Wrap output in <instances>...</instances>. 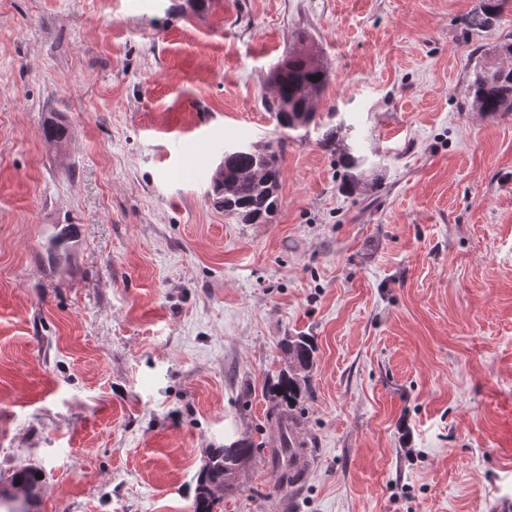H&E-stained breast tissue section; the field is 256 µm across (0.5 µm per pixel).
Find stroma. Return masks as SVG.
Instances as JSON below:
<instances>
[{
  "label": "stroma",
  "mask_w": 512,
  "mask_h": 512,
  "mask_svg": "<svg viewBox=\"0 0 512 512\" xmlns=\"http://www.w3.org/2000/svg\"><path fill=\"white\" fill-rule=\"evenodd\" d=\"M480 0H0V476L39 512H193L204 449H257L224 512H496L512 502V112L463 94ZM308 37L374 166L342 189L292 133L271 223L214 207L230 145ZM68 130L57 153L47 120ZM81 236L66 261L57 227ZM316 345L297 490L270 458L279 341ZM39 471L35 468H24L14 471L8 482L12 491L3 490L0 486L1 512H34L38 503L40 479L36 478ZM20 482V485H17ZM7 508V510H2Z\"/></svg>",
  "instance_id": "obj_1"
}]
</instances>
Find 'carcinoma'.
I'll list each match as a JSON object with an SVG mask.
<instances>
[{"mask_svg": "<svg viewBox=\"0 0 512 512\" xmlns=\"http://www.w3.org/2000/svg\"><path fill=\"white\" fill-rule=\"evenodd\" d=\"M501 4L498 0H483L478 8L463 19L466 29L484 31L497 25ZM512 57V42H503L481 57V61L469 75L464 93L480 112H512V66L497 62L499 57ZM329 79L327 69L310 53L300 50L288 52L277 65L269 80L270 96L265 98L266 107L273 112L277 126L283 134L308 129L315 122L317 112L314 102L323 92ZM342 125L327 127L321 143L336 152L339 165L344 169L343 187L356 190L362 181L363 166L367 157L357 148L346 144L339 137ZM45 141L61 151L68 145L65 127L49 122L43 127ZM285 140L263 148L242 147L230 164H221L211 182V198L215 207L233 217L240 224H266L279 205L281 183L280 153ZM72 236L64 227L49 240V255L59 261L66 257ZM280 348L288 358V366L268 379L270 399L280 407H286L288 417H302L306 401L309 373L315 363L317 346L310 336H286ZM295 447L290 438H282L273 449L283 471L279 481H291L288 471V455ZM254 456V448L236 441L222 448H210L205 452L196 475L194 512H224V492L234 488L240 468ZM38 470L24 468L14 471L8 482L11 490L0 488V510L5 512H34L38 503L40 480Z\"/></svg>", "mask_w": 512, "mask_h": 512, "instance_id": "cac0c4a2", "label": "carcinoma"}]
</instances>
